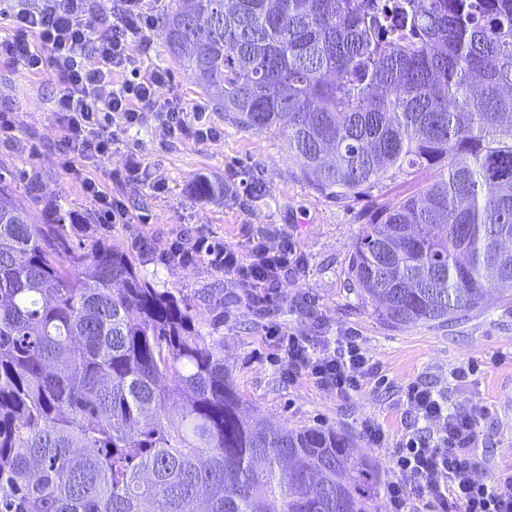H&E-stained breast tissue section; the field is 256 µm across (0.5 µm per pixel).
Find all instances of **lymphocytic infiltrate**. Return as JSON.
I'll return each mask as SVG.
<instances>
[{"label":"lymphocytic infiltrate","mask_w":512,"mask_h":512,"mask_svg":"<svg viewBox=\"0 0 512 512\" xmlns=\"http://www.w3.org/2000/svg\"><path fill=\"white\" fill-rule=\"evenodd\" d=\"M158 0H8L1 12L14 29L0 39V56L21 64L24 71L52 77L60 86L55 100L61 129L62 166L81 182L106 224H126V206L92 177L81 164L111 156L116 128L139 125L154 114L160 127V148L176 138L208 141L220 133L202 123V107L186 109L163 97L171 74L156 68L141 72L131 46L157 22ZM251 238L247 249L213 246L206 237L177 234L166 262L189 267L208 261L237 288L238 303L261 308L273 302L301 256L287 233ZM289 380H304L345 397L374 378L364 338L349 331L319 343L289 337L281 357ZM404 432L391 439L384 425L364 418L361 431L368 443L392 445L391 478L383 494L388 512H512V471L492 482L477 478V451L486 438L482 412L474 406L449 405L443 393L420 381L403 390Z\"/></svg>","instance_id":"obj_1"}]
</instances>
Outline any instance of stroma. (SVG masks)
<instances>
[{"label": "stroma", "mask_w": 512, "mask_h": 512, "mask_svg": "<svg viewBox=\"0 0 512 512\" xmlns=\"http://www.w3.org/2000/svg\"><path fill=\"white\" fill-rule=\"evenodd\" d=\"M133 50L143 70H170L172 80L164 96L178 99L189 110L204 106L207 124L222 136L204 142L179 139L163 150L158 146V124L148 115L139 126L118 132L109 158L85 162L87 175L127 206L130 223H101L79 181L62 168L56 83L27 75L3 57L0 113H10L15 127L0 134V162L36 179L44 198L79 215V223L68 227L72 238L102 239L133 253L140 275L154 288L186 298L202 336L223 340L224 363L255 417L292 429L347 433L358 451L386 475L391 451L369 447L360 422L372 416L390 434H400V391L410 381L422 380L443 391L449 404L483 408L481 428L487 441L478 451L481 478L489 480L512 469V300L494 293L480 311L453 326L426 324L403 330L381 323L371 304L351 286L349 260L364 225L424 187L432 172L385 180L361 196L326 195L303 177L285 138L246 129L217 109L170 53L163 26L149 32L145 43H134ZM130 153L142 160L144 175L113 181V170L122 168ZM200 174L223 184V196L196 198L191 182ZM278 228L294 234L304 263L289 272L279 302L265 311L235 303V287L223 272L161 260L181 232L242 246L251 236ZM140 234L151 238L152 252L135 251L133 240ZM271 326L311 339L356 330L379 367L378 383L339 398L307 382H289L279 362L282 339L268 334ZM472 361L478 363V372L454 381L452 369Z\"/></svg>", "instance_id": "stroma-1"}]
</instances>
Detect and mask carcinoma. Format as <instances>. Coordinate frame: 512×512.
<instances>
[{"label":"carcinoma","instance_id":"cac0c4a2","mask_svg":"<svg viewBox=\"0 0 512 512\" xmlns=\"http://www.w3.org/2000/svg\"><path fill=\"white\" fill-rule=\"evenodd\" d=\"M165 27L316 189L434 172L354 243L352 286L384 323L512 296V0H173ZM75 223L0 164V512H376L372 458L334 429L249 421L190 305Z\"/></svg>","mask_w":512,"mask_h":512}]
</instances>
